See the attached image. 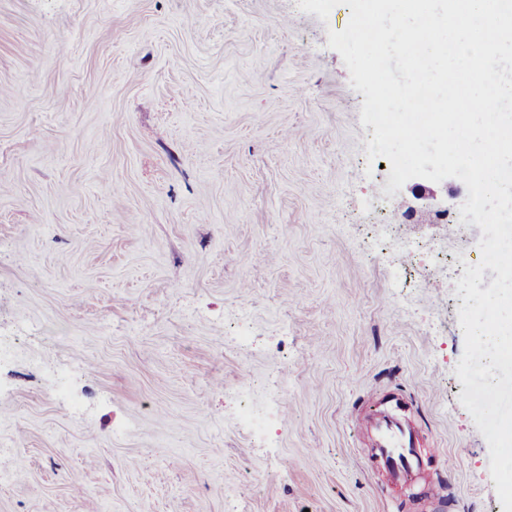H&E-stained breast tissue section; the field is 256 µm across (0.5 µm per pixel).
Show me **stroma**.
I'll use <instances>...</instances> for the list:
<instances>
[{"instance_id":"35a3bbf8","label":"stroma","mask_w":512,"mask_h":512,"mask_svg":"<svg viewBox=\"0 0 512 512\" xmlns=\"http://www.w3.org/2000/svg\"><path fill=\"white\" fill-rule=\"evenodd\" d=\"M299 0H0V512H503L459 397L465 184L390 191L327 19ZM405 269L403 285L392 283ZM246 313L254 342L230 324ZM68 370L65 393L54 371ZM277 411L256 438L232 393ZM415 403L448 500L364 471Z\"/></svg>"}]
</instances>
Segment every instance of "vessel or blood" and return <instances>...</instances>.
I'll return each instance as SVG.
<instances>
[{"label":"vessel or blood","instance_id":"obj_1","mask_svg":"<svg viewBox=\"0 0 512 512\" xmlns=\"http://www.w3.org/2000/svg\"><path fill=\"white\" fill-rule=\"evenodd\" d=\"M377 409L365 418L370 439L367 469L383 490L427 482L428 469L435 462L433 449L424 447L414 427L412 402L397 393L376 399Z\"/></svg>","mask_w":512,"mask_h":512}]
</instances>
